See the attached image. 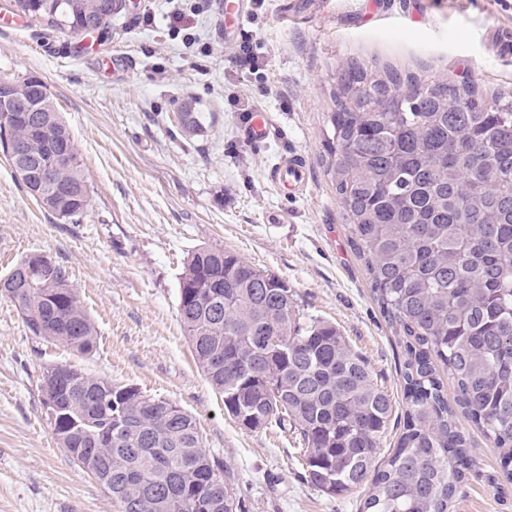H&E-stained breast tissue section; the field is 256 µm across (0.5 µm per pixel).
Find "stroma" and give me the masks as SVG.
I'll use <instances>...</instances> for the list:
<instances>
[{"mask_svg": "<svg viewBox=\"0 0 512 512\" xmlns=\"http://www.w3.org/2000/svg\"><path fill=\"white\" fill-rule=\"evenodd\" d=\"M285 0L224 11L198 0L176 20L164 0H126L96 32L68 35L0 0V80L35 76L69 126L90 184L80 223L32 201L0 156V280L26 255L56 261L78 291L98 338L87 355L31 336L0 297V512H120L95 478L58 448L39 391L50 363L129 384L176 403L204 449L227 467L244 512H360L362 492L328 496L307 483L300 445L277 427L251 431L224 408L191 355L177 313L178 277L191 251L220 245L286 280L305 314L335 323L373 367L393 414L386 459L404 419L403 343L371 294L351 249L324 140L336 68L350 58L454 82L512 91V0ZM199 44L185 48L182 36ZM252 44L259 69L232 60ZM239 97L271 120L246 144ZM192 103L204 129L183 133ZM302 155V193L283 195L273 169ZM476 466L453 512H512L501 457L467 417Z\"/></svg>", "mask_w": 512, "mask_h": 512, "instance_id": "stroma-1", "label": "stroma"}]
</instances>
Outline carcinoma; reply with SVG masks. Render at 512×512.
Returning <instances> with one entry per match:
<instances>
[{
  "mask_svg": "<svg viewBox=\"0 0 512 512\" xmlns=\"http://www.w3.org/2000/svg\"><path fill=\"white\" fill-rule=\"evenodd\" d=\"M15 2L16 12L78 35L71 22L96 0ZM12 95L41 112L36 123L0 112V154L24 143L27 195L79 223L90 190L52 93L28 77ZM332 99L327 175L374 299L404 338V423L389 457L375 465L390 394L335 324L301 312L287 281L221 247H199L178 278L179 321L240 425L273 423L296 435L311 485L336 496L363 490L364 512H448L475 466L459 411L500 450L512 483V92L487 96L471 82L404 78L352 61L337 68ZM60 151L68 162L41 181L42 165ZM0 295L35 338L79 354L96 346L92 319L51 258L25 256ZM439 364L455 385L451 400ZM48 385L58 446L121 512L239 508L224 461L203 450L181 407L66 364L43 369L40 393ZM119 418L123 431L101 441Z\"/></svg>",
  "mask_w": 512,
  "mask_h": 512,
  "instance_id": "obj_1",
  "label": "carcinoma"
}]
</instances>
